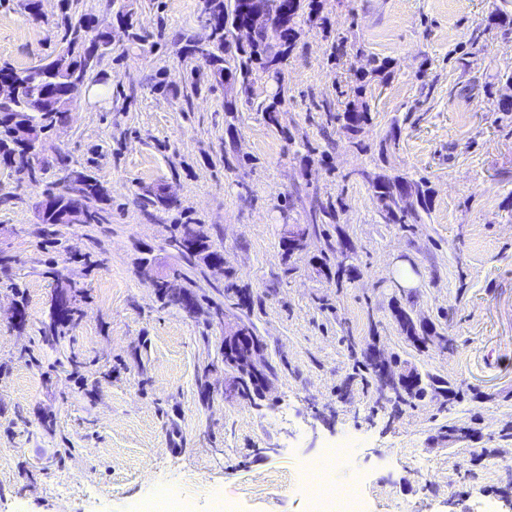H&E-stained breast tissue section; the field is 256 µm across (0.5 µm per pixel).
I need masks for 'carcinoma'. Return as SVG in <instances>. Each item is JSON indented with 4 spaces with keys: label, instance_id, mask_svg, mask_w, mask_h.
Masks as SVG:
<instances>
[{
    "label": "carcinoma",
    "instance_id": "obj_1",
    "mask_svg": "<svg viewBox=\"0 0 512 512\" xmlns=\"http://www.w3.org/2000/svg\"><path fill=\"white\" fill-rule=\"evenodd\" d=\"M249 0H205L206 23L212 28L213 39L205 50L190 44L186 54L204 61L209 70L226 76L240 85L247 100L253 99L254 86L265 81L270 92L257 104V111L270 125L278 124L276 113L285 100L287 87L284 85V69L289 51L285 43L291 39V33L285 30L258 28L253 31L248 45L241 46L233 40V29L246 22L247 13L241 7ZM268 10L278 16L291 13L295 18H303L311 25L326 26V19L320 15L318 0H264ZM96 27V20L84 18L73 25L64 21L58 33L55 55L44 63L25 69L10 65L0 66V78L12 80L17 87L15 97L0 101V162L11 163L20 148L12 136L15 119L22 117L35 125V130L45 134L66 119L67 113L78 100L77 88L85 85L88 72L94 62L110 50L109 32H97L95 38L86 41L82 32ZM488 29H498L503 35H512V13L498 9L487 18ZM364 86L356 88V99L349 102L342 112L328 113L327 122L352 135L357 134L371 120L368 104L362 99ZM372 190L379 202L380 216L386 224H419L422 214L429 211L430 188L421 178L417 181L402 176L383 177L371 181ZM104 201V192L98 180L83 174L81 185L65 193L51 196L40 206L41 221L44 224H58L56 215L64 210L84 216V223H101L100 209L96 203ZM183 258L192 261L204 260L203 254L218 256L212 249L209 237L199 231L197 238L178 249ZM162 295L159 300L165 306H177L185 296L197 297L190 281L178 275L172 279L156 282ZM224 298L238 309H249L253 300L250 292L230 281L224 286ZM74 322V318L61 316L50 318L45 327V339L56 343L62 338L65 328ZM224 369L231 372L232 378L240 379V395L259 396L262 393V380L274 375V367L265 363L263 379L253 380L241 375L239 370L226 363ZM441 380L430 376L404 391L401 402L412 404L424 397L427 389L438 390Z\"/></svg>",
    "mask_w": 512,
    "mask_h": 512
}]
</instances>
